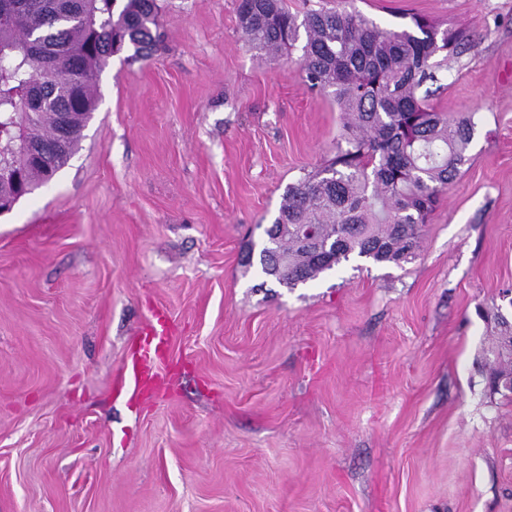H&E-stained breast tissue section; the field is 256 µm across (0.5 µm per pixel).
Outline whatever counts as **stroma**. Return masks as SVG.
<instances>
[{"mask_svg": "<svg viewBox=\"0 0 512 512\" xmlns=\"http://www.w3.org/2000/svg\"><path fill=\"white\" fill-rule=\"evenodd\" d=\"M68 164L0 215V512H512V395L484 315L512 289V0H346L468 40L432 98L472 161L404 267L288 289L245 264L341 119L238 0H157ZM163 313V392L117 383Z\"/></svg>", "mask_w": 512, "mask_h": 512, "instance_id": "1", "label": "stroma"}]
</instances>
